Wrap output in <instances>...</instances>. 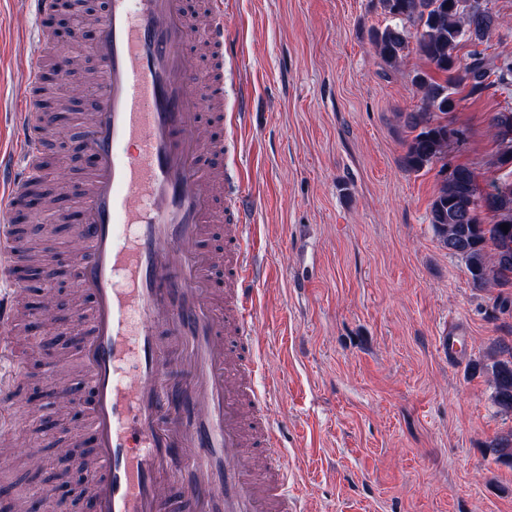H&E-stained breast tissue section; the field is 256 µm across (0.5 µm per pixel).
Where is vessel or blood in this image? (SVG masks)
Returning a JSON list of instances; mask_svg holds the SVG:
<instances>
[{"label":"vessel or blood","instance_id":"1","mask_svg":"<svg viewBox=\"0 0 512 512\" xmlns=\"http://www.w3.org/2000/svg\"><path fill=\"white\" fill-rule=\"evenodd\" d=\"M27 6L37 53L0 145V427L24 415L21 227L50 210L79 243L74 363L91 402L76 444L93 512H301L280 462L283 430L256 386L249 180L224 174L235 150L227 119H242L246 102L227 114L223 0H103L76 27L98 67L75 211L69 184L47 195L39 183L58 130L40 90L45 77L58 86L72 79V63L45 65L62 0ZM193 46L204 58L196 71L186 55Z\"/></svg>","mask_w":512,"mask_h":512}]
</instances>
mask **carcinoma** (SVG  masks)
I'll use <instances>...</instances> for the list:
<instances>
[{
    "mask_svg": "<svg viewBox=\"0 0 512 512\" xmlns=\"http://www.w3.org/2000/svg\"><path fill=\"white\" fill-rule=\"evenodd\" d=\"M380 4L394 20L370 35L381 61L396 66L413 39L431 68L444 76L441 81L428 72L414 76L424 111L408 114L412 137L404 142L403 162L408 169L418 171L440 162L445 172L431 203L430 224L448 254L465 262L476 287L512 285V184H494L491 192L483 193L470 168H450L445 163L448 144L461 140L460 131L443 119L459 106L457 86L465 83L476 95L496 83H512V60L491 58L480 49L500 27L499 17L483 0H380ZM464 45L471 47L465 59L457 55ZM491 128L501 148V162L512 164V112L494 115ZM483 211L494 213L496 223H482ZM503 224L509 231L501 228ZM493 381L495 402L512 410V365L496 364Z\"/></svg>",
    "mask_w": 512,
    "mask_h": 512,
    "instance_id": "cac0c4a2",
    "label": "carcinoma"
}]
</instances>
